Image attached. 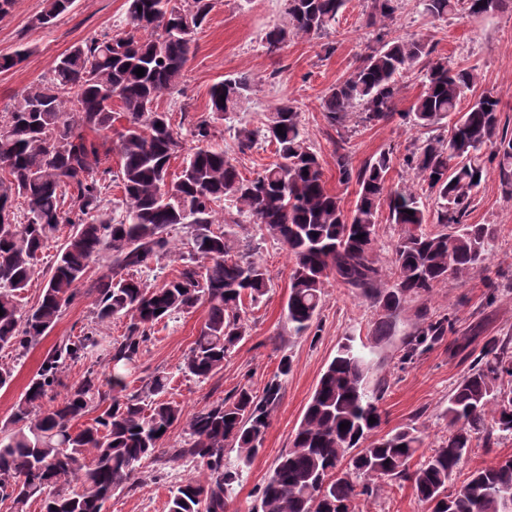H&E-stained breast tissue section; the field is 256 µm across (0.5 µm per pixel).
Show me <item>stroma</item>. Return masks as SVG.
<instances>
[{
    "label": "stroma",
    "instance_id": "stroma-1",
    "mask_svg": "<svg viewBox=\"0 0 512 512\" xmlns=\"http://www.w3.org/2000/svg\"><path fill=\"white\" fill-rule=\"evenodd\" d=\"M43 8V0H16L9 13L0 15V55L12 53L19 44L31 47V55L20 65L0 72V113L31 85L48 77L54 61L72 46L115 34L127 18V0H74L70 10L47 28H36L32 20ZM371 0H347L336 23L321 36L294 38L276 55L264 47L266 33L281 19L282 0H213L206 22L194 34V53L188 61L180 90L158 100L160 110L171 113L174 125L207 114L209 90L224 78L247 74L253 92L242 113L244 121L257 122L260 115L284 101H291L313 151L319 156L328 189L340 196L344 208L357 199L356 184L343 185L336 173V131L322 110V99L332 86L345 80L376 33L369 26ZM425 35L435 53L451 65L474 69L472 91L462 99L468 108L485 91L501 98L500 117L512 124V11L471 15L461 9L442 19L425 15L418 0H400L388 27L392 40ZM424 76L413 70L399 80L395 100L397 117L366 124L359 112L347 117L345 149L353 166H361L380 152H391L390 186L414 182L415 175L403 163L407 147L419 132L405 112L424 90ZM215 144L234 157L243 176L252 177L274 162V148L265 144L239 153L228 122H218ZM472 224H491L497 230L486 269L459 278H449L431 296L409 304L397 335L377 348L375 377L385 379L380 407L387 428L411 424L419 428L423 446L412 459L421 464L448 435L443 410L448 393L466 374L484 342L493 337H512V196L501 186L495 169H488L468 217ZM241 243L250 245L254 257L267 270L269 292L244 314L247 336L225 359L221 370L205 381L183 373L185 355L204 323L207 308L154 326L137 368L132 387L156 373L168 376V396L186 413L222 400L242 385L262 391L272 378H279L281 398L270 415L262 448L244 475L228 512H251L256 492L273 470L277 458L292 446L295 431L321 373L335 356L345 337L368 341L375 310L370 302L347 288L329 282L322 306L309 334L290 335L286 319L289 273L292 260L285 247L261 237L257 225L236 230ZM94 298L80 295L67 308L55 327L41 338L15 365L11 384L0 389V427L8 424L16 402L36 375L47 353L66 336L79 335L92 318ZM448 314L455 320L453 333L435 342L413 363L399 357L412 332L418 311ZM290 358L288 376L278 377L282 358ZM197 468L182 458L157 465L145 460L129 489L115 493L106 512H167L173 490L195 477ZM355 512H425L410 483L394 482L371 497L357 500Z\"/></svg>",
    "mask_w": 512,
    "mask_h": 512
}]
</instances>
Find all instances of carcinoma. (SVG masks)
<instances>
[{
	"instance_id": "1",
	"label": "carcinoma",
	"mask_w": 512,
	"mask_h": 512,
	"mask_svg": "<svg viewBox=\"0 0 512 512\" xmlns=\"http://www.w3.org/2000/svg\"><path fill=\"white\" fill-rule=\"evenodd\" d=\"M346 0H284L281 23L265 37L276 54L288 40L319 35L336 23ZM397 0H372L369 24L384 29ZM422 11L443 18L459 0H419ZM475 15L512 8V0H464ZM74 0H45L32 24L47 28ZM212 0H191L178 9L171 0H127L130 31L94 38L56 59L51 77L28 88L0 120V351L20 358L56 325L62 312L90 282L96 294L94 325L48 352L16 404L0 435V501L23 512L32 498L41 512H105L106 502L133 480L141 461L189 458L198 475L172 492L168 512H226L243 471L259 453L270 412L279 400L280 376L291 362L280 361L277 377L257 393L244 385L226 400L202 408L187 421L179 448H164L165 434L184 417L183 407L166 398L168 377L154 374L129 390L132 370L151 329L164 319L207 305L205 322L186 354L182 370L201 381L224 366V359L247 332L245 302L268 292L266 269L238 249L226 230L249 218L280 241L292 258L286 302L295 336L313 326L325 286L334 279L375 307L370 343L347 338L326 366L307 404L292 447L282 454L258 489L254 512H354L355 500L372 496L393 481H408L427 512H512V456L473 471L448 490V483L472 442L487 448L512 436V339L487 341L468 373L448 394L443 415L450 433L420 466L410 461L423 443L410 424L381 432L379 402L385 384L372 378L374 349L396 335L399 317L415 299L486 266L496 237L492 224L466 218L487 164L495 165L502 187L512 193V134L501 127L500 99L484 92L466 111L459 108L474 86L472 69H457L445 57L432 59L425 37L392 40L368 48L348 78L324 96L322 109L339 127L359 106L369 123L394 116L397 77L419 66L426 89L407 116L418 130L433 132L452 121L450 135L416 139L404 164L417 183L392 187L387 180L390 152L354 168L336 152L339 182L358 186L354 208L326 187L320 157L307 143L299 113L283 102L262 115L261 125L233 126L238 152L262 140L277 161L255 176L241 174L235 160L213 145L214 124L244 111L252 79L226 78L210 93V113L182 130L157 99L178 92L193 54V31L206 20ZM31 49L0 55V71L22 63ZM144 69L139 77L134 70ZM121 103L126 124L115 132L110 102ZM283 133H278V126ZM95 132L90 137L86 130ZM116 138L121 168V212L104 211L106 186L98 177L107 140ZM190 140L181 171L170 181L172 157ZM490 150L484 155V150ZM27 204L23 223L14 201ZM433 198L437 224L430 232L426 200ZM71 206H66V202ZM228 201L235 210L217 216ZM401 227L392 246L394 280L384 278L376 253L379 209ZM413 214H407V211ZM69 224L72 233L45 273L37 259L45 243ZM186 230L188 253L173 237ZM177 254L182 269L160 287L136 277L144 268ZM45 286L38 303L22 309L21 294L37 275ZM129 319L120 340L104 341L96 325ZM452 330L450 318H422L407 342L403 360ZM89 362L79 380L66 384L69 367ZM64 388L60 393L57 388ZM95 410L94 423L74 422ZM376 422H369V418ZM348 428L340 429V424ZM237 449V464L224 463Z\"/></svg>"
}]
</instances>
